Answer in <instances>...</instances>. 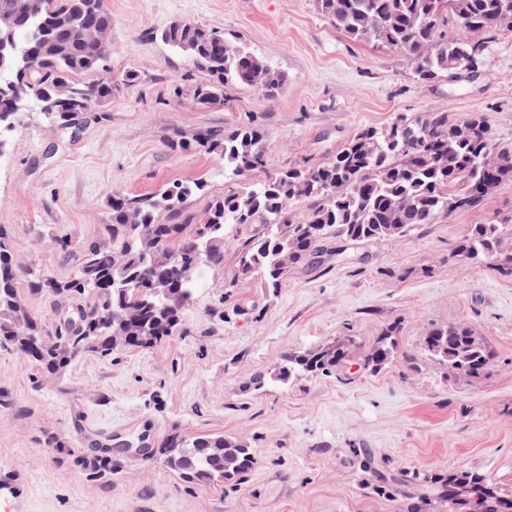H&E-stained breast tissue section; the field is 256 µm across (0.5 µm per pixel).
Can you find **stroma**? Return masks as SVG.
Wrapping results in <instances>:
<instances>
[{
	"mask_svg": "<svg viewBox=\"0 0 512 512\" xmlns=\"http://www.w3.org/2000/svg\"><path fill=\"white\" fill-rule=\"evenodd\" d=\"M111 99L64 126L35 108L0 132V225L13 254L63 280L80 248L109 223L107 189L145 195L203 179L184 215L232 190L219 154L174 151L189 139L257 127L266 170L332 159L359 130L397 115L486 114L512 149V37L492 39L486 73L419 82L409 58L347 38L313 0H105ZM236 38L284 73L274 98L228 88L218 105L192 99L202 74L156 39L173 20ZM512 211V186L477 210L385 241L348 245L355 260L294 270L278 292L240 273L227 233L224 266L186 308L178 332L146 349L84 354L60 377L0 345V512H448L437 481L486 474L512 496V271L453 254L471 225ZM466 322L494 352L479 377L432 360L409 367L431 327ZM396 329L400 359L367 369L371 345ZM347 337L343 365L286 383L290 352ZM218 433L256 448L254 467L221 485L183 482L160 457L125 452L171 428ZM111 443V475L92 477L48 446Z\"/></svg>",
	"mask_w": 512,
	"mask_h": 512,
	"instance_id": "stroma-1",
	"label": "stroma"
}]
</instances>
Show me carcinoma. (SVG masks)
<instances>
[{
  "instance_id": "1",
  "label": "carcinoma",
  "mask_w": 512,
  "mask_h": 512,
  "mask_svg": "<svg viewBox=\"0 0 512 512\" xmlns=\"http://www.w3.org/2000/svg\"><path fill=\"white\" fill-rule=\"evenodd\" d=\"M315 8L336 29L355 41L402 52L415 63L422 81L452 79L472 73L460 48L473 34L480 60L487 59L488 39L512 33L499 19L512 17V0H314ZM16 20L14 38L0 56V126L11 124L21 105L33 104L45 115L66 122L57 110L63 102L90 110L112 97V77L100 74L112 42L69 43L68 28L80 24L112 26L104 0H0V17ZM161 41L182 53L205 76L193 89L200 104L224 100L229 87L257 88L270 95L283 75L240 43L190 21H174L159 32ZM470 124L468 136L457 127ZM224 158V176L239 187L213 199L196 223L181 218V205L204 190L202 182L173 181L152 195L108 193L111 223L103 236L82 249L65 280L24 266L12 253L0 226V343L17 348L44 375H61L85 353L109 356L118 349L148 348L169 337L204 274L224 265V234L236 226L241 273L257 274L276 292L298 268L317 265L315 254L335 240L368 243L404 236L423 225L443 222L450 208L473 210L488 194L485 186L512 185V152L492 137L487 117L473 113L454 121L446 112L422 118L400 115L383 127L357 132L328 162L292 165L251 182L264 170L263 136L254 127L219 138L202 131L169 148L191 147ZM168 214L169 222L160 220ZM512 213H496L476 224L455 248V256L475 263L491 260L512 269ZM201 260L198 276L184 280L176 268ZM49 295L64 307L47 331L18 291ZM352 340L288 355L275 374L285 382L298 374L324 372L345 361ZM426 355L468 377L484 373L491 348L465 322L437 325L422 338ZM396 331L371 346L366 366L379 368L396 359ZM49 446L73 464L102 477L112 473V449L67 448L52 437ZM155 455L186 483L221 484L241 478L255 464L256 449L222 434L186 435L172 430ZM448 512H512V498L502 496L488 477L453 471L440 480Z\"/></svg>"
}]
</instances>
